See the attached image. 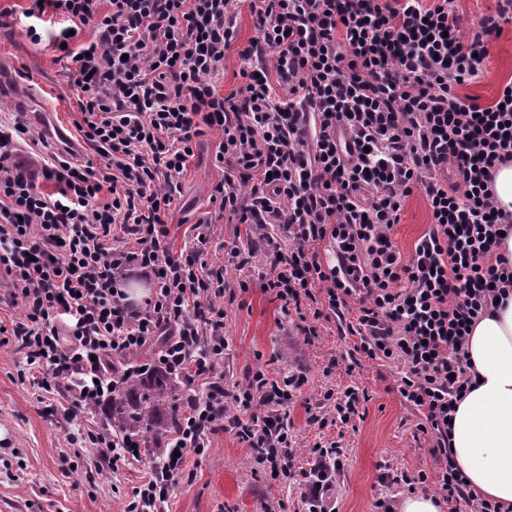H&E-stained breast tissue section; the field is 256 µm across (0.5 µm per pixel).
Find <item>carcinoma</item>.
Segmentation results:
<instances>
[{"mask_svg": "<svg viewBox=\"0 0 512 512\" xmlns=\"http://www.w3.org/2000/svg\"><path fill=\"white\" fill-rule=\"evenodd\" d=\"M182 400L173 377L153 372L133 379L111 397L109 417L120 433L141 437L150 451L178 430Z\"/></svg>", "mask_w": 512, "mask_h": 512, "instance_id": "1", "label": "carcinoma"}]
</instances>
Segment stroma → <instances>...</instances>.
<instances>
[{
  "label": "stroma",
  "instance_id": "obj_1",
  "mask_svg": "<svg viewBox=\"0 0 512 512\" xmlns=\"http://www.w3.org/2000/svg\"><path fill=\"white\" fill-rule=\"evenodd\" d=\"M27 5L28 0H0V66L12 75L0 89V128L13 126L26 103L41 102L53 111L55 125L73 131L72 65L49 43H31L22 15ZM488 50L481 76L457 89L482 104L491 103L512 82V23L491 37ZM217 141L214 131L201 137L182 176L167 217L173 250L192 240L194 225L212 211L216 184L235 178L232 163L215 159ZM429 222L423 196L414 193L394 229L401 253L411 251ZM224 313L228 346L219 370L225 387L258 367L276 378L304 377L288 406L293 438L303 449L320 441L339 446L343 469L333 493L338 512H379L377 500L406 496V485L392 483L395 475L427 474V491L437 494L440 465L430 452L433 442L422 430L424 415L396 391V365L353 355L354 337L342 334L334 319L321 323L312 341H304L279 302L254 285ZM24 364L16 344L0 345V427L13 435L11 451L0 453V512H126L133 487L149 475L151 459L114 472L97 471L99 450L81 439L84 415L68 413L60 403L38 402L35 387L21 375ZM349 386L367 396L350 424L308 423L307 408L326 391ZM256 457L233 432L219 428L208 433L204 453L185 458L165 512H299V487L271 475Z\"/></svg>",
  "mask_w": 512,
  "mask_h": 512
}]
</instances>
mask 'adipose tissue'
I'll return each mask as SVG.
<instances>
[{
  "mask_svg": "<svg viewBox=\"0 0 512 512\" xmlns=\"http://www.w3.org/2000/svg\"><path fill=\"white\" fill-rule=\"evenodd\" d=\"M479 377L453 415L451 452L472 490L512 504V293L473 329Z\"/></svg>",
  "mask_w": 512,
  "mask_h": 512,
  "instance_id": "1",
  "label": "adipose tissue"
}]
</instances>
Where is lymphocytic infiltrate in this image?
Masks as SVG:
<instances>
[{
	"label": "lymphocytic infiltrate",
	"mask_w": 512,
	"mask_h": 512,
	"mask_svg": "<svg viewBox=\"0 0 512 512\" xmlns=\"http://www.w3.org/2000/svg\"><path fill=\"white\" fill-rule=\"evenodd\" d=\"M243 1L257 30L244 45L233 22ZM23 16L37 45L38 21L57 20L52 45L74 62V127L98 160L28 158L0 132V271L24 310L0 335L41 370L34 386L97 417L120 382L181 378V432L127 512H163L185 455L202 454L224 424L300 486L305 512H334L339 448L314 444L309 468L291 467L288 405L303 378L258 369L228 389L217 372L224 302L248 289L230 286L224 268H248L251 245L234 243L213 266L207 240L177 251L168 240L165 218L208 130L220 134L216 161L235 160L250 187L220 182L210 201L266 241L260 290L284 312L311 309L314 322L355 312L356 352L397 364L401 398L425 415L446 501L512 512L475 494L448 458V418L477 379L470 334L512 292V262L497 251L512 214L493 191L496 168L512 162V83L484 105L455 88L483 73L512 0L471 23L451 0H32ZM86 27L91 39L77 41ZM232 50L243 82L224 96L216 80ZM417 191L431 224L405 256L392 231ZM120 232L133 247L116 245ZM132 276L150 284L140 306L124 289ZM314 322L303 336L316 335ZM150 345L151 363H111ZM85 435L102 450L99 469L141 458L138 439L106 425Z\"/></svg>",
	"instance_id": "lymphocytic-infiltrate-1"
}]
</instances>
